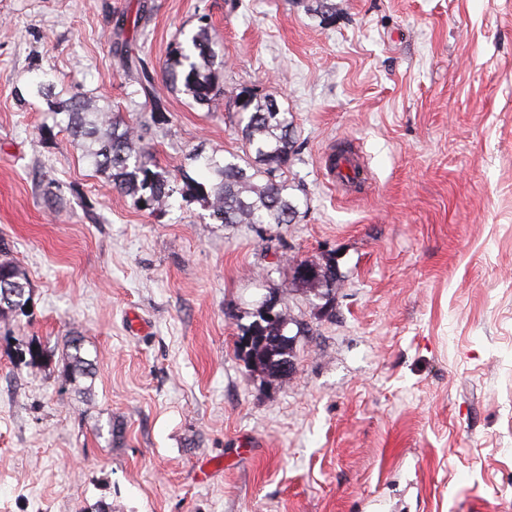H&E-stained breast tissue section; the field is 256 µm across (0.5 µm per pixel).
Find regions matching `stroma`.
I'll return each instance as SVG.
<instances>
[{
  "mask_svg": "<svg viewBox=\"0 0 512 512\" xmlns=\"http://www.w3.org/2000/svg\"><path fill=\"white\" fill-rule=\"evenodd\" d=\"M333 2L0 0V238L31 293L0 317V512H512V0ZM204 24L224 98L165 91L146 143L199 177L248 151L238 94L274 97L292 223L138 209L51 110L150 120L117 44L156 73ZM296 260L335 265L333 300ZM269 296L302 328L282 381L238 348ZM67 363L64 369V378L69 384L79 385L81 379H93L94 369L92 360L83 352V343L79 337H71L65 341Z\"/></svg>",
  "mask_w": 512,
  "mask_h": 512,
  "instance_id": "1",
  "label": "stroma"
}]
</instances>
